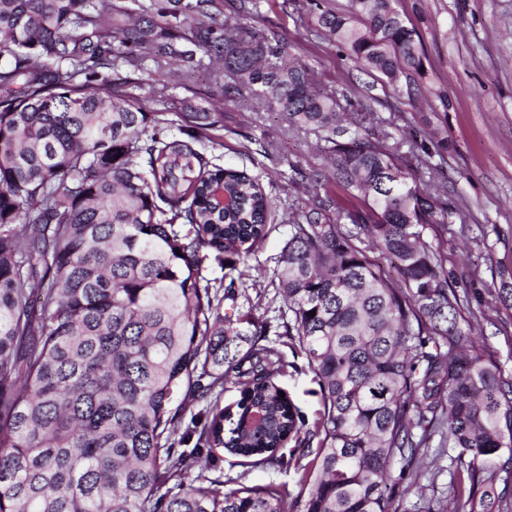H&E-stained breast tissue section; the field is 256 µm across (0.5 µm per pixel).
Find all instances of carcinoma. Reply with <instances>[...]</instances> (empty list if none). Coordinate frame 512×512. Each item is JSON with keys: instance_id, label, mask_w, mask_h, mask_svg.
Segmentation results:
<instances>
[{"instance_id": "cac0c4a2", "label": "carcinoma", "mask_w": 512, "mask_h": 512, "mask_svg": "<svg viewBox=\"0 0 512 512\" xmlns=\"http://www.w3.org/2000/svg\"><path fill=\"white\" fill-rule=\"evenodd\" d=\"M246 2L226 15L223 0H0V512H399L390 463L421 467L436 434L454 512H512V379L426 240L448 204L400 153L430 142L441 155L447 138L390 143L396 117L321 86L287 43L244 23ZM318 25L385 85L420 91L421 40L396 0H350ZM145 50L160 71L211 69L224 102L254 99L324 142L315 205L288 213L277 273L288 336L318 379L314 451L280 396L278 351L224 312L235 278L206 276L210 260L234 270L278 204L191 146L207 124L163 138L164 120L112 93L100 70ZM341 193L363 205L329 214ZM228 381L240 399L208 403L197 443L255 467L284 463L291 443L297 492H226L173 457L177 394L206 400Z\"/></svg>"}]
</instances>
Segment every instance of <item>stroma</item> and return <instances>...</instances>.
Here are the masks:
<instances>
[{
  "instance_id": "stroma-1",
  "label": "stroma",
  "mask_w": 512,
  "mask_h": 512,
  "mask_svg": "<svg viewBox=\"0 0 512 512\" xmlns=\"http://www.w3.org/2000/svg\"><path fill=\"white\" fill-rule=\"evenodd\" d=\"M396 6L422 39L423 84L430 92L422 102L382 87L338 43L316 37L320 12L346 13L349 0H256L246 23L286 42L327 88L363 99L381 116L400 113L395 139L428 125L447 137L444 156H432L430 167L411 168L418 185L448 199L447 225H433L426 238L441 240L448 274L463 300L462 313L473 323L486 358L512 377V302L505 299L512 290V0H397ZM156 78L154 62L146 56L138 69L120 68L112 89L139 98L146 111L162 113L167 133L174 137L187 114L209 113L215 126L210 140L197 149L210 164L258 175L266 193L280 198V213L312 204L311 183L292 181L291 176L296 166L308 170L327 165L315 136L287 129L278 115L255 101H221L208 72L190 80L168 74L162 93ZM440 91L447 94V104L437 99ZM288 232L287 222L273 224L267 238L237 261L234 309L256 322L259 344L280 351L285 369L279 383L312 425L322 410L319 387L285 334L283 301L274 283ZM173 442L175 454L198 456L206 476L223 481L228 491L270 483L292 488L298 480L295 470L285 466L250 467L226 452L209 455L195 438L179 433ZM400 468L395 462L389 470L398 481L402 512L446 503L447 457L427 449L413 483L401 479Z\"/></svg>"
}]
</instances>
